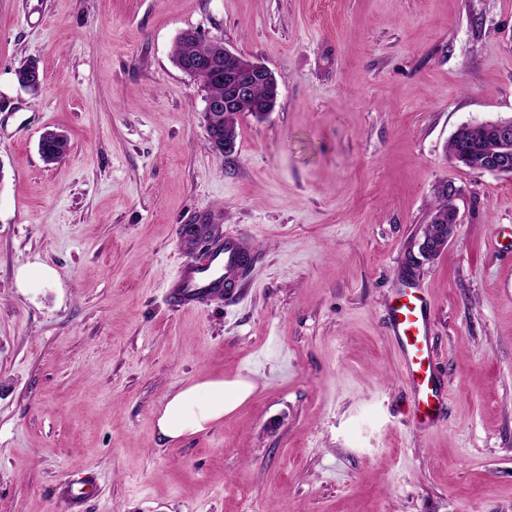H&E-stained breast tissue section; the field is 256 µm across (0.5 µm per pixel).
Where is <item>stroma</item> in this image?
I'll return each mask as SVG.
<instances>
[{
    "label": "stroma",
    "mask_w": 512,
    "mask_h": 512,
    "mask_svg": "<svg viewBox=\"0 0 512 512\" xmlns=\"http://www.w3.org/2000/svg\"><path fill=\"white\" fill-rule=\"evenodd\" d=\"M188 30L277 79L228 156L172 61ZM510 117L512 0H0V512H62L86 471L87 512H512V177L446 157ZM448 180L459 223L426 259ZM241 232L239 297L170 307ZM406 281L448 398L425 429L385 325ZM240 375L223 423L160 441L167 395ZM98 488V476L94 472H87L79 479L61 481L57 495L64 503V512H83L85 503L97 493Z\"/></svg>",
    "instance_id": "obj_1"
}]
</instances>
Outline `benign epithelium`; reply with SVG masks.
I'll return each mask as SVG.
<instances>
[{"label":"benign epithelium","instance_id":"obj_1","mask_svg":"<svg viewBox=\"0 0 512 512\" xmlns=\"http://www.w3.org/2000/svg\"><path fill=\"white\" fill-rule=\"evenodd\" d=\"M203 45L215 50L211 55L200 57L195 72L205 75L214 69L219 55L226 58L234 54L222 45L203 41ZM273 73L266 66L244 59L239 62L236 78L224 82V98L205 97V116L207 118V139L213 148L224 154L235 150V138L224 124L227 116L225 108L250 98L254 86L270 80ZM453 137L461 145L457 162L469 169L494 175H512V118L494 122L464 123L454 132ZM458 221L440 225L437 236L426 238L420 245V251L427 256L442 249L454 236Z\"/></svg>","mask_w":512,"mask_h":512}]
</instances>
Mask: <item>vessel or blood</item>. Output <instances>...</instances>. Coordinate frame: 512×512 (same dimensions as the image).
Instances as JSON below:
<instances>
[{
	"instance_id": "obj_1",
	"label": "vessel or blood",
	"mask_w": 512,
	"mask_h": 512,
	"mask_svg": "<svg viewBox=\"0 0 512 512\" xmlns=\"http://www.w3.org/2000/svg\"><path fill=\"white\" fill-rule=\"evenodd\" d=\"M254 261L255 253L243 236L216 239L208 244L202 261L181 267L168 280L166 296L181 309L233 300L244 288ZM386 326L398 349L414 405L424 420H431L441 414L446 397L433 365L431 315L423 289L413 284L397 288L387 307ZM98 488V477L93 472L61 481L57 495L64 504V512H83L85 503Z\"/></svg>"
}]
</instances>
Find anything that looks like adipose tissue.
Segmentation results:
<instances>
[{
  "label": "adipose tissue",
  "instance_id": "ef3b65f1",
  "mask_svg": "<svg viewBox=\"0 0 512 512\" xmlns=\"http://www.w3.org/2000/svg\"><path fill=\"white\" fill-rule=\"evenodd\" d=\"M253 391L249 377L232 380L212 377L186 385L172 393L156 411V428L164 442L203 433L223 421Z\"/></svg>",
  "mask_w": 512,
  "mask_h": 512
}]
</instances>
